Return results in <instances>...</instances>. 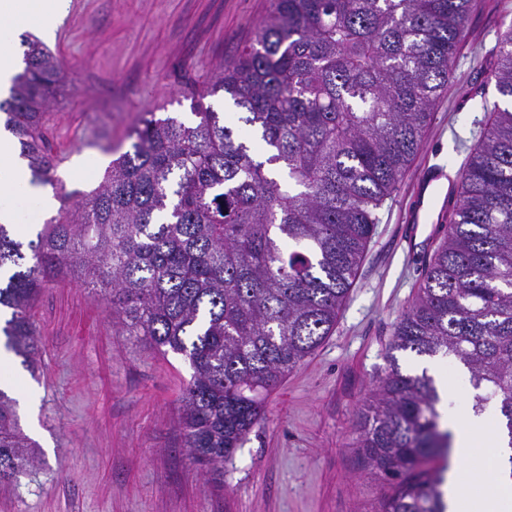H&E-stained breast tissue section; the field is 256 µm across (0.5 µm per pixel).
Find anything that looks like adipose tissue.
<instances>
[{"instance_id":"1","label":"adipose tissue","mask_w":512,"mask_h":512,"mask_svg":"<svg viewBox=\"0 0 512 512\" xmlns=\"http://www.w3.org/2000/svg\"><path fill=\"white\" fill-rule=\"evenodd\" d=\"M70 0H0V90L16 70L13 37L21 30L52 33L65 17ZM27 175L13 157L8 140H0V222L13 219L12 196L26 186ZM456 466L448 475V512H458L468 486H476L479 512H512V449L499 430L487 428L483 418L454 424ZM487 448L493 462L478 472L468 463L474 449Z\"/></svg>"}]
</instances>
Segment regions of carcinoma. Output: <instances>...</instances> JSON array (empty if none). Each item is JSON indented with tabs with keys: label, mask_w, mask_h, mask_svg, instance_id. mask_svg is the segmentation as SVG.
I'll use <instances>...</instances> for the list:
<instances>
[{
	"label": "carcinoma",
	"mask_w": 512,
	"mask_h": 512,
	"mask_svg": "<svg viewBox=\"0 0 512 512\" xmlns=\"http://www.w3.org/2000/svg\"><path fill=\"white\" fill-rule=\"evenodd\" d=\"M479 0H269L252 42L191 92L196 120L146 112L132 151L24 244L0 223V327L36 369L35 304L70 277L112 310V327L192 370L181 427L195 463L224 472L262 419V395L330 335L378 224L377 210L422 148ZM0 100L33 184L56 185L47 109L65 82L56 54L24 41ZM512 100V22L492 53ZM230 96L245 129L201 100ZM483 136L459 172L458 203L391 350L455 358L512 438V107L482 102ZM30 255H25L22 248ZM422 371L388 370L355 422L384 480L372 512H445L453 434ZM14 401L0 390V487L36 467Z\"/></svg>",
	"instance_id": "cac0c4a2"
}]
</instances>
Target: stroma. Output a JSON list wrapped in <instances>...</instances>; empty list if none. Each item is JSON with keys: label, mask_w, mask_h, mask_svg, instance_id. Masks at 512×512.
<instances>
[{"label": "stroma", "mask_w": 512, "mask_h": 512, "mask_svg": "<svg viewBox=\"0 0 512 512\" xmlns=\"http://www.w3.org/2000/svg\"><path fill=\"white\" fill-rule=\"evenodd\" d=\"M268 0H70L47 46L67 75L50 106L62 157L54 207L18 193L15 239H35L67 193L96 187L126 135L148 111L190 119L185 84L205 87L236 58ZM512 0H481L472 40L437 102L423 149L379 222L336 326L314 354L268 394L262 420L217 476L193 465L178 420L191 370L183 356L114 335L106 306L64 282L40 296L42 369L18 356L0 377L38 466L0 491V512H370L384 487L357 447V413L388 366L392 332L431 252L410 254L405 237L417 178L462 169L480 138L482 100L498 93L489 57ZM446 411L466 417L473 390L455 359L439 360Z\"/></svg>", "instance_id": "35a3bbf8"}]
</instances>
